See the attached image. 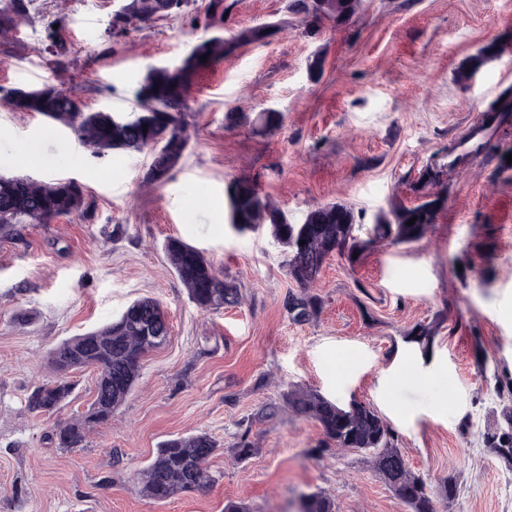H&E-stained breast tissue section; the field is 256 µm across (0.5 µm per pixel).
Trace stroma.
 <instances>
[{
    "label": "stroma",
    "instance_id": "obj_1",
    "mask_svg": "<svg viewBox=\"0 0 512 512\" xmlns=\"http://www.w3.org/2000/svg\"><path fill=\"white\" fill-rule=\"evenodd\" d=\"M59 2L35 0L19 48L0 54V87L50 82L89 108L133 112L147 70L206 36L169 18L113 45L112 0H69L74 62L57 73L46 64L44 26ZM287 2L238 0L219 34L282 17ZM491 43L499 55L470 86L456 84L454 70ZM317 52L325 64L314 81L308 63ZM509 70L512 0H363L348 27L310 38L293 24L270 44L243 46L198 71L188 154L159 186L143 181L149 151L96 156L69 128L0 105V174L73 180L91 203L86 216L0 238V512H224L230 501L253 512H297L299 494L314 491L333 498L336 512H405L361 455H310L322 438L313 421L288 409L258 420L289 384L377 410L428 487L455 479L456 500L437 512H512V468L481 437L503 403L498 378H512V172L495 175L482 158L463 174L443 171L448 207L435 230L408 245L371 248L353 265L330 257L314 286L323 310L301 326L283 308L295 287L286 248L269 233L240 234L225 222V186L246 178L291 222L340 202L370 228L391 199L412 200L407 174L443 163L476 115L512 92L502 80ZM231 107L275 108L284 124L271 135L230 130ZM36 140L41 161L17 167L11 146ZM117 224L124 232L116 238ZM171 236L233 280L241 305L197 308L166 258ZM488 253L495 271L483 286ZM144 297L161 303L167 343L147 354L134 390L89 447H45L53 421L27 413L24 401L50 377L48 351ZM20 312L27 324L15 322ZM439 317L431 352L405 343V333ZM406 360L433 379L405 380L383 399L384 374ZM248 419L257 453L241 462L230 447ZM200 431L225 446L209 462L215 483L161 504L145 497L136 475L158 445Z\"/></svg>",
    "mask_w": 512,
    "mask_h": 512
}]
</instances>
